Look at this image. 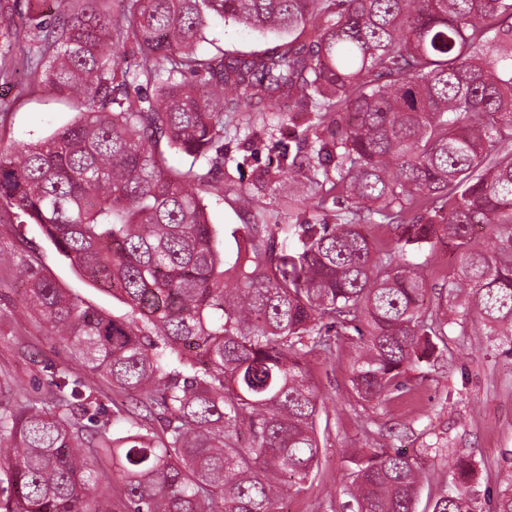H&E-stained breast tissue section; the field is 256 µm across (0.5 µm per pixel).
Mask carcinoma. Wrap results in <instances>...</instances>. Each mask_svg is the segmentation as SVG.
<instances>
[{"label":"carcinoma","instance_id":"carcinoma-1","mask_svg":"<svg viewBox=\"0 0 512 512\" xmlns=\"http://www.w3.org/2000/svg\"><path fill=\"white\" fill-rule=\"evenodd\" d=\"M117 2L54 0L35 25L43 82L79 95V117L0 147V207L126 307L107 314L20 270L49 332L157 426L87 433L96 398L60 375L58 400L0 414V512H113L90 496L105 463L127 512H277L321 461L312 351L356 333L353 390L382 404L438 358L449 325L512 336V0ZM214 16L281 41L202 54ZM125 48L134 72L119 67ZM260 106L328 129L317 155L336 176L285 155L276 174L294 203L342 185L348 217L271 224L240 188L251 223L232 230L228 256L204 200L224 191V113ZM167 149L189 163L168 165ZM376 216L390 248L362 232ZM423 251L456 263L405 258ZM437 276L444 293L426 307ZM477 466L452 459L431 512H479ZM425 478L420 455L369 451L351 473L353 512H416ZM493 512H512V464Z\"/></svg>","mask_w":512,"mask_h":512}]
</instances>
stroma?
<instances>
[{"instance_id":"35a3bbf8","label":"stroma","mask_w":512,"mask_h":512,"mask_svg":"<svg viewBox=\"0 0 512 512\" xmlns=\"http://www.w3.org/2000/svg\"><path fill=\"white\" fill-rule=\"evenodd\" d=\"M50 0H0V53L26 55L31 44L30 18H46ZM273 35L215 21L200 51L248 53L274 46ZM77 117L74 100L52 93L39 74L20 82L0 80V146L46 138ZM314 131L281 125L270 115L228 112L224 115V191L206 198L211 223L224 228L247 222L236 195L249 188L256 204L272 222L291 224L302 218L313 224L336 223L344 204L335 193L323 192L304 203L287 202V178L271 170L282 149L299 161L317 164ZM33 263L58 287L108 313L124 306L94 288L62 257L34 224H20L0 211V413L30 398H51L61 372L82 374L108 413L149 428L153 421L130 395L113 387L84 366L55 340L26 301L18 270ZM355 347L342 342L332 357L313 355L307 375L323 405L328 427L321 433L323 455L317 472L306 482L286 489L284 512H350L349 474L366 449H406L421 454L437 449L426 466L431 490L448 484V460L460 454L478 460L475 492L484 512H491L501 486L500 471L512 459V340L460 335L451 328L448 348L437 362L408 372L402 387L384 405L358 400L350 377Z\"/></svg>"}]
</instances>
